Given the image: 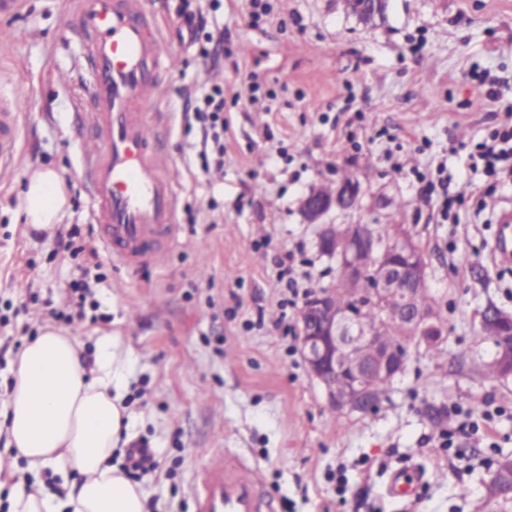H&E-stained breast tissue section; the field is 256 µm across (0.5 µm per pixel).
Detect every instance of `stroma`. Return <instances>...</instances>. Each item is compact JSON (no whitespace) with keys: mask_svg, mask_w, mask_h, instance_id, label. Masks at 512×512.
Instances as JSON below:
<instances>
[{"mask_svg":"<svg viewBox=\"0 0 512 512\" xmlns=\"http://www.w3.org/2000/svg\"><path fill=\"white\" fill-rule=\"evenodd\" d=\"M181 0H151L176 62L155 106L178 193V237L164 264L129 271L99 248L81 183L80 145L93 129L81 109L82 46L66 0H26L0 19V79L22 93L15 169L0 175V412L28 338L54 326L51 309L83 278L59 240L99 249L94 307L65 329L92 358L95 337H116L126 358L125 404L134 442L156 465L137 476L151 512H194L198 470L224 454L257 467L276 512H512L485 485L512 454V379L487 375L495 345L479 326L493 305L512 312V268L493 263L495 199L442 220L424 191L445 166L450 192L482 184L468 145L512 110V0H385L362 23L345 0H220L217 62L190 44ZM224 88V167L202 172L198 123L186 95ZM36 168L60 175L69 209L54 235L35 233L19 193ZM357 205L328 224L400 226L420 248L444 336L439 355L413 349L375 413L333 412L299 351L305 298L335 287V260L316 245L302 200L343 179ZM294 256L291 296L279 261ZM474 426L469 441L443 433ZM417 466L416 497L387 493L391 474Z\"/></svg>","mask_w":512,"mask_h":512,"instance_id":"stroma-1","label":"stroma"}]
</instances>
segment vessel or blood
<instances>
[{"label":"vessel or blood","instance_id":"b4317fda","mask_svg":"<svg viewBox=\"0 0 512 512\" xmlns=\"http://www.w3.org/2000/svg\"><path fill=\"white\" fill-rule=\"evenodd\" d=\"M70 31L80 38L88 117L94 135L81 149L82 177L99 238L114 262L134 269L160 265L159 241L177 239V197L171 157L150 110L173 64L149 10V0H71ZM19 90H0V172L14 168L22 124ZM492 251L512 263V209L497 212ZM417 478L394 472L389 491L412 497ZM260 482L248 466L225 456L203 466L194 491L195 512H261Z\"/></svg>","mask_w":512,"mask_h":512}]
</instances>
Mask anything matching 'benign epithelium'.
Returning a JSON list of instances; mask_svg holds the SVG:
<instances>
[{
	"mask_svg": "<svg viewBox=\"0 0 512 512\" xmlns=\"http://www.w3.org/2000/svg\"><path fill=\"white\" fill-rule=\"evenodd\" d=\"M358 199L357 185L347 182L330 195L308 194L303 212L308 223L316 224L331 209H350ZM318 246L336 260L355 296L349 307L337 306L330 291L306 299L299 315L301 354L333 408L372 413L376 409L371 399L374 380L399 378L409 358L408 351L382 341L383 323L405 324L424 344L442 339L437 310L417 304L411 288L426 279V265L409 236L398 228L383 240L369 224H324ZM482 330L496 340L489 368L511 376L512 314L488 306Z\"/></svg>",
	"mask_w": 512,
	"mask_h": 512,
	"instance_id": "obj_1",
	"label": "benign epithelium"
}]
</instances>
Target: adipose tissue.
<instances>
[{"label": "adipose tissue", "mask_w": 512, "mask_h": 512, "mask_svg": "<svg viewBox=\"0 0 512 512\" xmlns=\"http://www.w3.org/2000/svg\"><path fill=\"white\" fill-rule=\"evenodd\" d=\"M22 197L28 223L45 231L68 204L63 179L50 170L32 172ZM95 346L89 365L78 337L61 330L40 329L24 344L7 437L32 481L13 489L9 512H147L141 486L112 462L130 438L126 366L113 337H98ZM47 472L58 477V490L45 486Z\"/></svg>", "instance_id": "ef3b65f1"}]
</instances>
